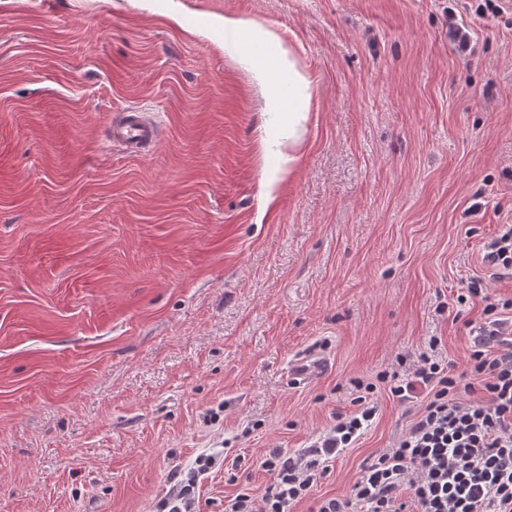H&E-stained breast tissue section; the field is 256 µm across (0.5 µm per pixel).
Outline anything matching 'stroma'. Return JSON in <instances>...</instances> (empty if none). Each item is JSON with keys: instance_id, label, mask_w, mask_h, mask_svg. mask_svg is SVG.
<instances>
[{"instance_id": "stroma-1", "label": "stroma", "mask_w": 512, "mask_h": 512, "mask_svg": "<svg viewBox=\"0 0 512 512\" xmlns=\"http://www.w3.org/2000/svg\"><path fill=\"white\" fill-rule=\"evenodd\" d=\"M309 81L294 154L253 77ZM144 108L165 137L106 139ZM277 178L274 197L266 183ZM512 224V0H0V512H155L218 452L199 512L353 410L352 380L464 371L482 245ZM321 347L307 383L291 363ZM292 512L345 497L418 405L378 391Z\"/></svg>"}]
</instances>
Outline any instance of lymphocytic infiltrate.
<instances>
[{"label": "lymphocytic infiltrate", "mask_w": 512, "mask_h": 512, "mask_svg": "<svg viewBox=\"0 0 512 512\" xmlns=\"http://www.w3.org/2000/svg\"><path fill=\"white\" fill-rule=\"evenodd\" d=\"M490 278H512V225L484 245ZM475 328L463 373L421 353L405 378L380 375L399 401L422 399L423 410L394 447L362 466L348 498L324 497L316 512H512V300L488 303ZM373 384L340 413L319 441L296 453L271 448L259 464L271 476L261 496L244 489L224 512H289L310 497L328 463L356 441L376 414ZM215 464L200 454L176 472L161 512H197L198 488Z\"/></svg>", "instance_id": "f902f5d3"}]
</instances>
